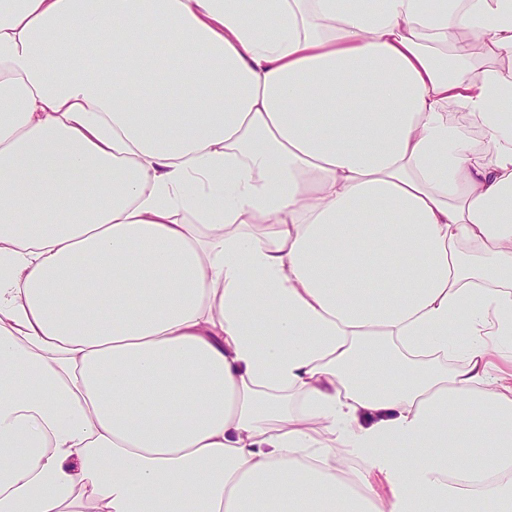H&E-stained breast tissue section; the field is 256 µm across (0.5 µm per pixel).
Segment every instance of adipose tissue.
<instances>
[{
    "instance_id": "obj_1",
    "label": "adipose tissue",
    "mask_w": 512,
    "mask_h": 512,
    "mask_svg": "<svg viewBox=\"0 0 512 512\" xmlns=\"http://www.w3.org/2000/svg\"><path fill=\"white\" fill-rule=\"evenodd\" d=\"M358 2L0 0V512H512V0Z\"/></svg>"
}]
</instances>
